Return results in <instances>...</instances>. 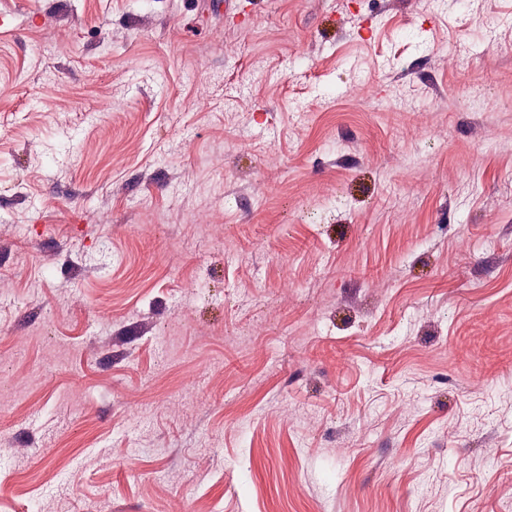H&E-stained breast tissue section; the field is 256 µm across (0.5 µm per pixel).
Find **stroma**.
Instances as JSON below:
<instances>
[{
    "mask_svg": "<svg viewBox=\"0 0 512 512\" xmlns=\"http://www.w3.org/2000/svg\"><path fill=\"white\" fill-rule=\"evenodd\" d=\"M0 382V512H512V0H0Z\"/></svg>",
    "mask_w": 512,
    "mask_h": 512,
    "instance_id": "obj_1",
    "label": "stroma"
}]
</instances>
